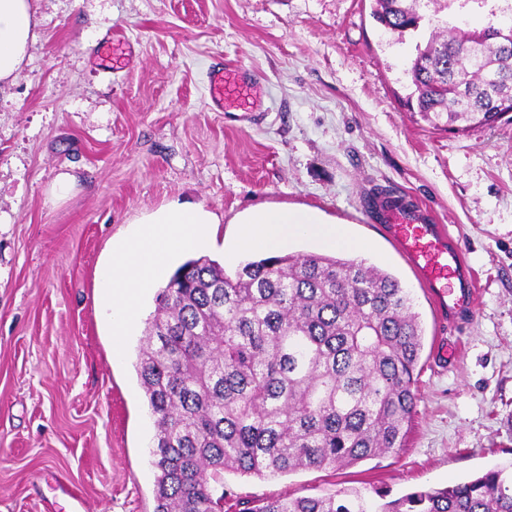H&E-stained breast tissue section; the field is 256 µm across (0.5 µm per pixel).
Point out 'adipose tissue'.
Masks as SVG:
<instances>
[{"instance_id":"obj_1","label":"adipose tissue","mask_w":512,"mask_h":512,"mask_svg":"<svg viewBox=\"0 0 512 512\" xmlns=\"http://www.w3.org/2000/svg\"><path fill=\"white\" fill-rule=\"evenodd\" d=\"M33 4L34 0H0V86L15 79L35 37ZM218 221L217 215L200 208L171 207L141 220L113 245L99 282L108 297L113 356H121L123 339L140 316L139 300L163 276L169 258L205 244L211 225ZM301 236L331 250L357 246L347 225L320 221L302 208L284 207L254 213L241 228L235 247L276 253L288 250Z\"/></svg>"}]
</instances>
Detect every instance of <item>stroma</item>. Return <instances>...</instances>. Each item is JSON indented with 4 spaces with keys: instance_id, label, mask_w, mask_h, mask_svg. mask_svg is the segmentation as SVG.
I'll return each instance as SVG.
<instances>
[{
    "instance_id": "1",
    "label": "stroma",
    "mask_w": 512,
    "mask_h": 512,
    "mask_svg": "<svg viewBox=\"0 0 512 512\" xmlns=\"http://www.w3.org/2000/svg\"><path fill=\"white\" fill-rule=\"evenodd\" d=\"M372 0H36L37 36L0 91V512H154L153 418L98 286L143 215L193 203L220 222L201 255L234 272L247 213L305 207L409 288L424 328L403 448L265 478L224 473L229 504L361 490L373 504L512 462V118L454 134L404 105L429 26L397 38ZM125 39L120 69L102 52ZM257 92L214 109L212 71ZM75 178L63 197L59 174ZM387 190L448 225L478 274L474 314L443 319L366 202Z\"/></svg>"
}]
</instances>
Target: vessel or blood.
<instances>
[{"label": "vessel or blood", "mask_w": 512, "mask_h": 512, "mask_svg": "<svg viewBox=\"0 0 512 512\" xmlns=\"http://www.w3.org/2000/svg\"><path fill=\"white\" fill-rule=\"evenodd\" d=\"M209 97L220 109L252 111L253 88L237 71L225 69L209 78ZM387 232L428 288L438 309L473 310L476 280L462 246L449 228L426 210L399 200L385 210Z\"/></svg>", "instance_id": "vessel-or-blood-1"}]
</instances>
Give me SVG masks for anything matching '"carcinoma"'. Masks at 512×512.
Instances as JSON below:
<instances>
[{"mask_svg": "<svg viewBox=\"0 0 512 512\" xmlns=\"http://www.w3.org/2000/svg\"><path fill=\"white\" fill-rule=\"evenodd\" d=\"M375 0L404 34L421 2ZM431 39L409 70V111L453 133L494 126L512 101V26L494 21ZM137 371L154 418V512H224L212 483L348 467L403 447L423 329L408 289L363 260L297 253L250 260L235 276L201 256L156 298ZM244 512H512V466L421 488L372 511L358 491L269 498Z\"/></svg>", "mask_w": 512, "mask_h": 512, "instance_id": "carcinoma-1", "label": "carcinoma"}]
</instances>
